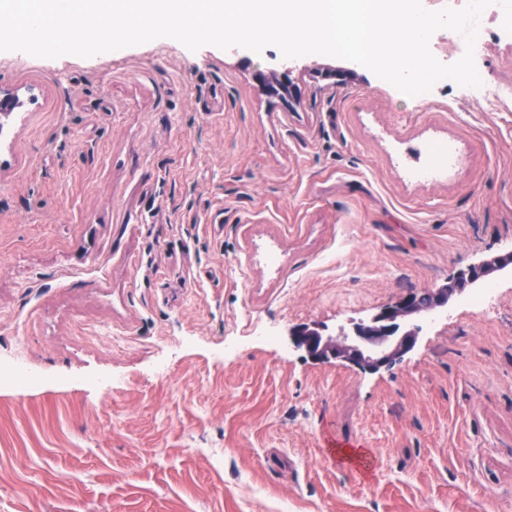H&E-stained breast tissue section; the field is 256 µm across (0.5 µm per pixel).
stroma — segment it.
Instances as JSON below:
<instances>
[{
  "instance_id": "stroma-1",
  "label": "stroma",
  "mask_w": 512,
  "mask_h": 512,
  "mask_svg": "<svg viewBox=\"0 0 512 512\" xmlns=\"http://www.w3.org/2000/svg\"><path fill=\"white\" fill-rule=\"evenodd\" d=\"M293 68L282 101L253 78ZM428 101L171 38L0 52V512H512V280L370 373L295 350L512 251V40ZM455 165L416 178L428 149ZM369 449L361 478L329 442Z\"/></svg>"
}]
</instances>
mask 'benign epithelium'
Segmentation results:
<instances>
[{"label": "benign epithelium", "mask_w": 512, "mask_h": 512, "mask_svg": "<svg viewBox=\"0 0 512 512\" xmlns=\"http://www.w3.org/2000/svg\"><path fill=\"white\" fill-rule=\"evenodd\" d=\"M292 73L284 63L278 70L256 72V78L262 83H280L292 91ZM498 276L512 277V252L484 257L441 286L410 291L378 312L339 327L335 335L325 334L316 326H295L289 332L291 343L314 360L343 361L376 371L415 347L421 331L419 321L442 311L453 298L480 290L488 279Z\"/></svg>", "instance_id": "1"}]
</instances>
